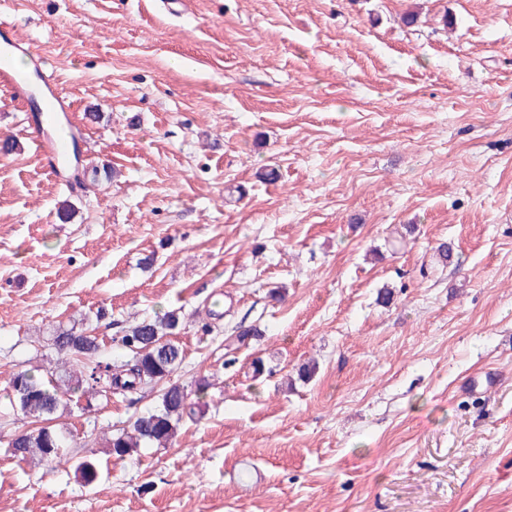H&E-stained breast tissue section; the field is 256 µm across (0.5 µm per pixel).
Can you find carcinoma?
Masks as SVG:
<instances>
[{
    "label": "carcinoma",
    "instance_id": "carcinoma-1",
    "mask_svg": "<svg viewBox=\"0 0 512 512\" xmlns=\"http://www.w3.org/2000/svg\"><path fill=\"white\" fill-rule=\"evenodd\" d=\"M182 323V311L176 309L142 318L116 339L125 351L124 359L116 362L101 360L97 337L58 327L52 342L57 361L74 368L65 375L63 387L42 369H21L13 375L6 396L16 415L32 420V426L7 441L6 453L22 462L36 458L47 466L70 462L85 483L92 484L99 477L95 454L70 453L72 435L57 424L67 400L85 397L89 405L114 398L132 402L167 379L170 383L160 390L157 405L111 434L105 447L107 455L124 460L141 448L169 445L183 419L196 415L208 388L204 378L192 388L171 381L183 352L170 337L179 333Z\"/></svg>",
    "mask_w": 512,
    "mask_h": 512
}]
</instances>
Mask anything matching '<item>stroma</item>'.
<instances>
[{"label": "stroma", "instance_id": "1", "mask_svg": "<svg viewBox=\"0 0 512 512\" xmlns=\"http://www.w3.org/2000/svg\"><path fill=\"white\" fill-rule=\"evenodd\" d=\"M1 15L68 93L82 166L115 175L47 173L0 90V512H512V0ZM177 308L173 379L211 386L171 445L103 451L149 389L71 403L94 484L6 455L8 381L57 324L86 319L116 361L114 336Z\"/></svg>", "mask_w": 512, "mask_h": 512}]
</instances>
